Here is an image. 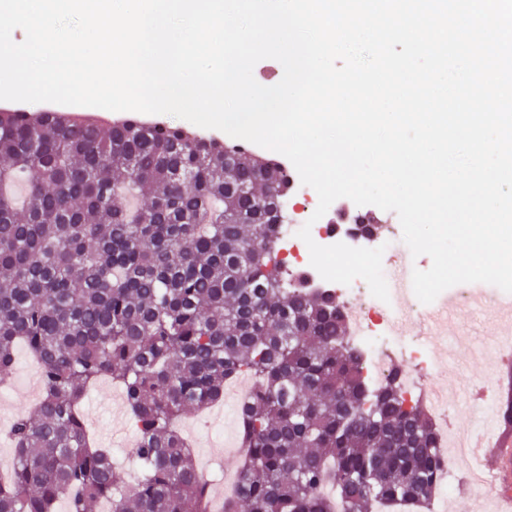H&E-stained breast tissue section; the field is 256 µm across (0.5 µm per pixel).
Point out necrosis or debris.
Segmentation results:
<instances>
[{"mask_svg": "<svg viewBox=\"0 0 512 512\" xmlns=\"http://www.w3.org/2000/svg\"><path fill=\"white\" fill-rule=\"evenodd\" d=\"M291 191L281 207L287 216L286 224L279 227L280 255L293 275L307 278L309 284L327 287L335 295L342 313L349 324L353 342L362 354L364 374L373 385L384 384L392 374H399L400 387L406 399L423 395L435 416L440 450L451 451L466 465L470 490H482L488 475L473 462L474 451L469 446L472 435L487 432L488 414L495 401L487 399L482 412L474 417L471 426L448 432L444 427L454 406L456 394L447 385L432 379L433 351L421 341H404L400 322L405 316H414L433 324L439 323L441 314L447 313L449 303L469 305L473 300L491 308L512 305V294L499 288H485L474 293L472 284H459L443 291L434 302L421 303L411 292L412 272L422 268L420 258L414 257L402 239L400 223L382 224L373 232H366L361 225L351 223L348 216H337L335 209H328L321 218H314L318 196L314 189L302 185L296 169H289ZM310 225L313 240L328 246L337 242L352 247H384L383 274L387 284H401L408 292L404 303L396 300L381 301L375 298L364 280L351 285L325 282L310 264L307 245L297 232L303 225Z\"/></svg>", "mask_w": 512, "mask_h": 512, "instance_id": "obj_1", "label": "necrosis or debris"}]
</instances>
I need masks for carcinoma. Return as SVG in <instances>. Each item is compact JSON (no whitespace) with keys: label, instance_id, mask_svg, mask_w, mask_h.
<instances>
[{"label":"carcinoma","instance_id":"cac0c4a2","mask_svg":"<svg viewBox=\"0 0 512 512\" xmlns=\"http://www.w3.org/2000/svg\"><path fill=\"white\" fill-rule=\"evenodd\" d=\"M289 190L279 159L181 125L0 109V387L21 348L42 387L10 426L0 512H206L177 422L245 373L223 512L428 507L431 419L397 376L370 386L336 298L288 276ZM103 378L137 432L131 485L86 432L81 404Z\"/></svg>","mask_w":512,"mask_h":512}]
</instances>
